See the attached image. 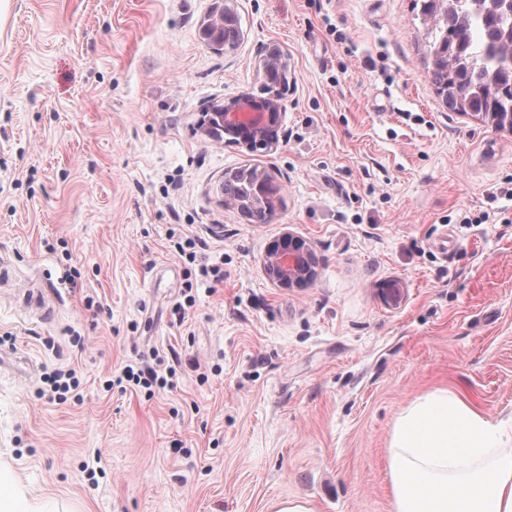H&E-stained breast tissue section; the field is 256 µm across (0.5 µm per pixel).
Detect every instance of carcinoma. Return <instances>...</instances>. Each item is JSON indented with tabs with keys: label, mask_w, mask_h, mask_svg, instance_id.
I'll list each match as a JSON object with an SVG mask.
<instances>
[{
	"label": "carcinoma",
	"mask_w": 512,
	"mask_h": 512,
	"mask_svg": "<svg viewBox=\"0 0 512 512\" xmlns=\"http://www.w3.org/2000/svg\"><path fill=\"white\" fill-rule=\"evenodd\" d=\"M423 16L438 17L428 32L429 77L451 112L474 114L504 130L512 126V10L502 0H445V16L436 11L439 0H414ZM204 34L217 51L234 49L239 38L224 37V29L206 28ZM223 187L235 189L241 213L255 224L268 222L273 202L253 198L246 172L224 175Z\"/></svg>",
	"instance_id": "obj_1"
}]
</instances>
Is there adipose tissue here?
<instances>
[{
  "label": "adipose tissue",
  "instance_id": "adipose-tissue-1",
  "mask_svg": "<svg viewBox=\"0 0 512 512\" xmlns=\"http://www.w3.org/2000/svg\"><path fill=\"white\" fill-rule=\"evenodd\" d=\"M389 453L395 512H512V417L439 388L403 410Z\"/></svg>",
  "mask_w": 512,
  "mask_h": 512
}]
</instances>
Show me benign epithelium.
Wrapping results in <instances>:
<instances>
[{
    "label": "benign epithelium",
    "mask_w": 512,
    "mask_h": 512,
    "mask_svg": "<svg viewBox=\"0 0 512 512\" xmlns=\"http://www.w3.org/2000/svg\"><path fill=\"white\" fill-rule=\"evenodd\" d=\"M285 65L279 47L266 49L263 69H278ZM224 108V127L234 143L247 149L271 145L275 142L273 130L286 109V98L279 91L266 98L256 99L242 94L220 103ZM265 270L273 282L282 288H303L316 275V260L310 246L289 233L281 235L269 245L265 256Z\"/></svg>",
    "instance_id": "obj_1"
}]
</instances>
